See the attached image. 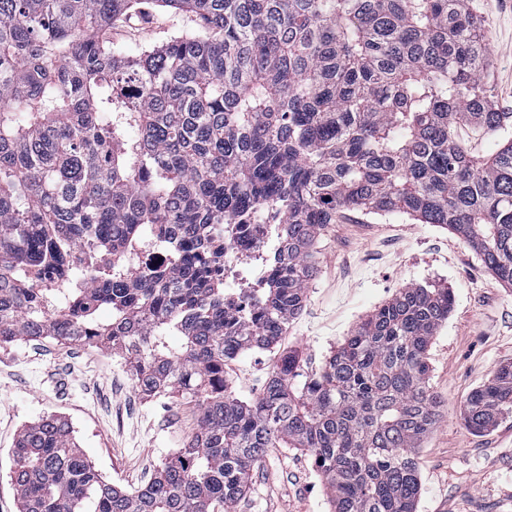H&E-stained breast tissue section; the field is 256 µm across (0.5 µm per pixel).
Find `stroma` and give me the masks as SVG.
Listing matches in <instances>:
<instances>
[{
	"instance_id": "obj_1",
	"label": "stroma",
	"mask_w": 512,
	"mask_h": 512,
	"mask_svg": "<svg viewBox=\"0 0 512 512\" xmlns=\"http://www.w3.org/2000/svg\"><path fill=\"white\" fill-rule=\"evenodd\" d=\"M487 38V78L497 111L512 112V0H474ZM187 27L173 9L146 10L112 26L106 38L128 54L162 45ZM305 306L275 348L245 350L224 364L232 393L258 396L280 355L300 352L317 369L331 347L406 285L449 287L454 306L429 349L430 385L442 417L417 450L416 512H512V416L469 430L460 408L493 371L512 363V289L501 287L476 253L448 229L401 214H342L315 257ZM66 420L104 478L134 490L194 432L198 410L172 395L145 397L129 363L112 350L51 338L0 343V512H18L10 450L21 429ZM312 458L275 448L251 473L233 512H330Z\"/></svg>"
}]
</instances>
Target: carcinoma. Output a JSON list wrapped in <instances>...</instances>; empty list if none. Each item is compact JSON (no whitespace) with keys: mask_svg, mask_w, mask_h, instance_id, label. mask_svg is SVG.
<instances>
[{"mask_svg":"<svg viewBox=\"0 0 512 512\" xmlns=\"http://www.w3.org/2000/svg\"><path fill=\"white\" fill-rule=\"evenodd\" d=\"M142 2L0 0V342L109 347L141 392L197 406L198 427L130 494L67 421L33 423L11 449L20 512H231L283 444L313 459L332 512H415L449 288L399 289L314 372L282 356L250 402L224 361L278 342L345 211L445 227L512 287V137L478 156L456 138L512 124L472 0H149L198 29L127 58L101 33ZM266 207L265 286L228 314L210 252ZM146 248L169 261L129 272ZM462 413L474 432L511 414L512 365Z\"/></svg>","mask_w":512,"mask_h":512,"instance_id":"cac0c4a2","label":"carcinoma"}]
</instances>
